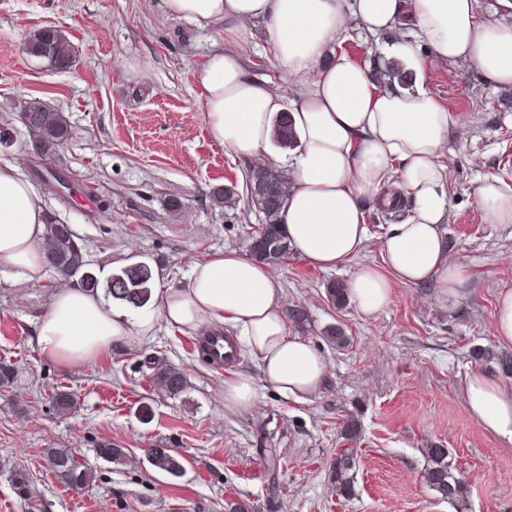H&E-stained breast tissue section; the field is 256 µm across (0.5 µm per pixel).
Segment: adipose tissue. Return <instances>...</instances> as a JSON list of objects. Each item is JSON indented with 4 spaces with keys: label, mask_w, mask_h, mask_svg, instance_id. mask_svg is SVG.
I'll list each match as a JSON object with an SVG mask.
<instances>
[{
    "label": "adipose tissue",
    "mask_w": 512,
    "mask_h": 512,
    "mask_svg": "<svg viewBox=\"0 0 512 512\" xmlns=\"http://www.w3.org/2000/svg\"><path fill=\"white\" fill-rule=\"evenodd\" d=\"M164 11L224 29L223 47L195 73L215 142L243 158L269 152L274 121L289 112L298 145L289 160L294 176L282 222L297 255L323 270L343 265L364 246L367 210L390 205L398 189L410 197L411 214L387 233L382 266L359 267L349 279V300L372 317L388 305L396 282L436 281L450 304L465 294L468 269L449 258L440 162L464 121L422 77L430 60L467 61L497 87L512 88V26L482 18L477 0H164ZM352 20L376 35L412 24L413 35L390 44L386 54L414 74L413 85L381 87L344 51ZM253 21L266 24L280 68L295 80L292 100L250 72L245 46ZM474 195L490 223L512 224L511 185L488 176ZM45 234L43 200L18 166H0V269L40 284ZM160 322L237 332L262 376L225 377L224 405L231 410L254 407L261 383L284 398L306 399L329 372L326 358L290 332L267 266L234 250L196 263L184 287L161 289L153 308L133 315L101 295L59 289L37 321V342L45 357L71 368L129 341L149 340ZM463 397L486 430L512 442V386L474 371Z\"/></svg>",
    "instance_id": "ef3b65f1"
}]
</instances>
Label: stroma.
<instances>
[{
  "label": "stroma",
  "mask_w": 512,
  "mask_h": 512,
  "mask_svg": "<svg viewBox=\"0 0 512 512\" xmlns=\"http://www.w3.org/2000/svg\"><path fill=\"white\" fill-rule=\"evenodd\" d=\"M48 26L72 42L71 69L24 53L28 36ZM248 41L252 73L292 96L264 23L250 25ZM391 41L354 23L344 49L369 66ZM223 44L222 28L164 17L163 0H0V117L40 99L68 119L73 135L60 157L66 175L89 193L45 204L84 240L94 272L144 263L164 271L150 288H178L195 263L227 249L246 253L258 211L243 203L217 207L210 194L242 185L255 161L210 137L194 81ZM133 62L139 68L131 76ZM425 83L467 121L442 157L446 237L452 259L471 275L466 295L445 304L437 283L398 284L372 317L332 303L329 281L383 263L389 225L370 209L365 247L340 269H319L294 253L269 267L285 309L301 306L308 314L297 334L329 361L325 384L304 402L261 385L252 409L232 412L224 407L227 370L260 374L248 350L231 367L216 366L192 345L200 330L162 325L149 341L66 368L36 342L37 319L58 282L49 276L33 288L16 272L1 271L0 359L15 366L16 381L0 390V467L25 469L35 495L19 497L0 476V512H227L231 502L247 512H512V443L485 431L462 395L475 370L512 385L497 364L473 356L496 345L497 293L512 285V224L489 223L474 196L488 175L512 184V90L495 87L466 61L431 64ZM333 326L342 329L344 346L327 342ZM153 355L187 371L184 393L152 392L144 360ZM62 388L79 401L68 417L47 400ZM349 420L356 427L351 441L344 435ZM104 440L125 448L127 462L98 459ZM158 445L184 457L182 476L149 463L145 451ZM435 445L448 448L454 473L466 481L464 502L441 500L426 485L425 450ZM346 447L357 464L354 493L343 498L331 469ZM47 448L75 449L97 469L93 486L74 492L59 484L46 467Z\"/></svg>",
  "instance_id": "35a3bbf8"
}]
</instances>
